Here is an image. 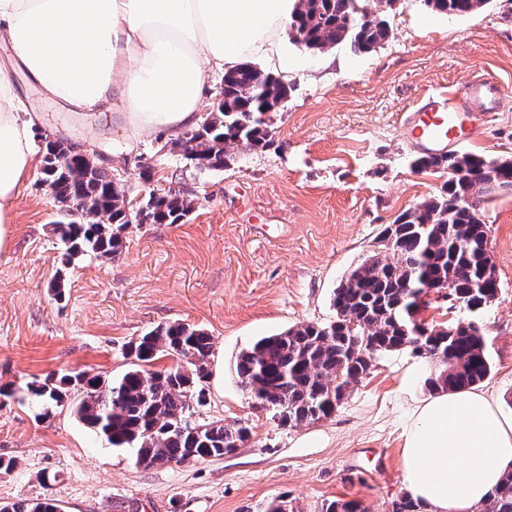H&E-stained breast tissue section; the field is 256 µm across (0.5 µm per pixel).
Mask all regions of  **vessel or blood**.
<instances>
[{"instance_id":"obj_1","label":"vessel or blood","mask_w":512,"mask_h":512,"mask_svg":"<svg viewBox=\"0 0 512 512\" xmlns=\"http://www.w3.org/2000/svg\"><path fill=\"white\" fill-rule=\"evenodd\" d=\"M504 87L490 74L476 75L463 86L424 95L406 113L403 128L412 145L442 153L476 141L493 113L499 112Z\"/></svg>"}]
</instances>
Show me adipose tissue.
<instances>
[{"label": "adipose tissue", "instance_id": "obj_1", "mask_svg": "<svg viewBox=\"0 0 512 512\" xmlns=\"http://www.w3.org/2000/svg\"><path fill=\"white\" fill-rule=\"evenodd\" d=\"M296 0H0V42L50 98L82 110L126 112L132 133L194 127L210 72L247 58L287 65L283 34ZM0 67V254L34 162L33 119L21 118ZM424 512H477L512 467V415L485 393L423 399L402 458Z\"/></svg>", "mask_w": 512, "mask_h": 512}]
</instances>
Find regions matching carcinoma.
Returning a JSON list of instances; mask_svg holds the SVG:
<instances>
[{"mask_svg":"<svg viewBox=\"0 0 512 512\" xmlns=\"http://www.w3.org/2000/svg\"><path fill=\"white\" fill-rule=\"evenodd\" d=\"M432 11L464 16L485 0H424ZM391 29L385 11L368 0H298L288 23L294 43L311 54L346 43L356 53L374 50ZM291 86L245 62L224 72V107L210 112L183 140L184 156L221 168L236 153L263 150L271 141L267 115L283 107ZM43 178L64 212L70 202L81 211L57 224L68 258L114 259L126 248L134 209L152 224H176L195 208L191 192L147 195L138 204L103 169L90 170L83 154L63 141H48ZM410 167L446 177L441 191L404 210L380 232L379 249L351 270L334 289L335 319L302 323L263 336L243 350L236 373L253 406L266 409L282 428L331 417L350 385L371 373L378 356L408 350L426 361L448 352V363L430 373L432 390L455 391L488 377L491 364L480 325L474 321L430 323L407 335L424 290L449 287L459 306L476 312L495 298L499 282L488 251L486 225L479 217L481 195L512 190V159L451 150L420 154ZM213 337L180 322L158 325L128 344L134 359L117 381L86 371L26 383L28 397L45 417L70 404L80 422L115 448H133L137 463H185L221 457L250 437L236 422L194 420L205 405V380ZM170 356L176 364L153 370ZM81 398L69 402L70 389ZM0 512H61L52 499L0 504ZM478 512H512V468L506 470Z\"/></svg>","mask_w":512,"mask_h":512,"instance_id":"cac0c4a2","label":"carcinoma"}]
</instances>
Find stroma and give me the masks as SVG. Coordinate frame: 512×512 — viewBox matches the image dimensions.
<instances>
[{
    "label": "stroma",
    "mask_w": 512,
    "mask_h": 512,
    "mask_svg": "<svg viewBox=\"0 0 512 512\" xmlns=\"http://www.w3.org/2000/svg\"><path fill=\"white\" fill-rule=\"evenodd\" d=\"M387 41L368 53L341 44L311 55L287 42L295 60L283 79L293 91L271 113L273 143L213 169L186 160L159 130L127 147L125 113L74 112L14 83L41 115L34 151L45 140L90 148L99 165L137 198L140 174L155 189L176 187L198 202L180 224L132 226L117 258L66 261L55 223L61 212L32 170L13 212V245L0 255V384L87 371L118 380L129 341L179 321L214 338L207 400L197 419L247 423L238 450L186 464L144 467L68 408L46 419L31 402L0 407V503L51 498L63 512H254L283 498L288 512H322L340 499L362 512H389L406 494L404 432L428 396L432 365L407 351L377 358L327 419L283 429L249 403L235 374L239 352L301 323H325L333 290L376 250L384 225L438 194L442 178L409 167L415 150L401 117L426 93L476 73L505 86L502 110L476 153L512 158V0H487L449 17L423 0H395ZM480 218L500 289L477 312L491 372L479 388L512 409V192L484 195ZM67 267L62 298L47 285Z\"/></svg>",
    "instance_id": "1"
}]
</instances>
